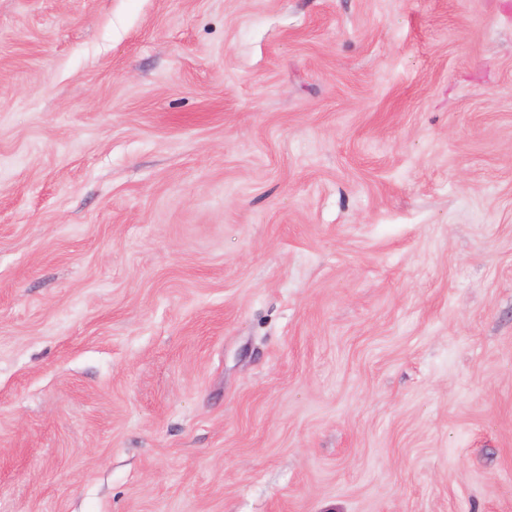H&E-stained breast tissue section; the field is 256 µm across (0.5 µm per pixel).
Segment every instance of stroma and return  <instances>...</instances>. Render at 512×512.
Wrapping results in <instances>:
<instances>
[{"label":"stroma","instance_id":"35a3bbf8","mask_svg":"<svg viewBox=\"0 0 512 512\" xmlns=\"http://www.w3.org/2000/svg\"><path fill=\"white\" fill-rule=\"evenodd\" d=\"M0 512H512V0H0Z\"/></svg>","mask_w":512,"mask_h":512}]
</instances>
